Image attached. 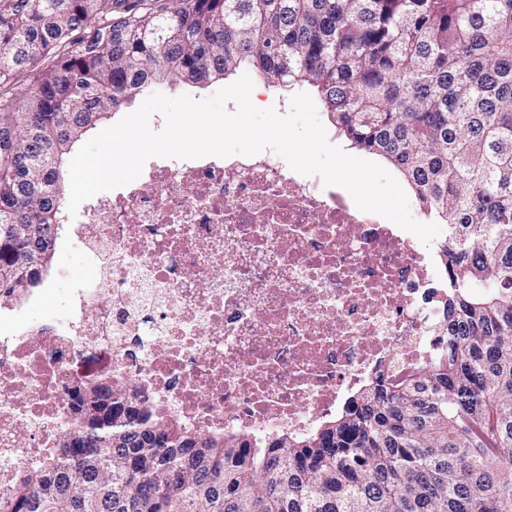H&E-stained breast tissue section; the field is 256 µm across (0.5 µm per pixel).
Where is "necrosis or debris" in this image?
Segmentation results:
<instances>
[{"instance_id":"1","label":"necrosis or debris","mask_w":512,"mask_h":512,"mask_svg":"<svg viewBox=\"0 0 512 512\" xmlns=\"http://www.w3.org/2000/svg\"><path fill=\"white\" fill-rule=\"evenodd\" d=\"M75 234L91 274L66 320L0 336V494L70 427L91 347L160 416L258 437L302 435L437 350L445 297L414 239L271 150L150 164ZM109 355L106 350H90L75 361L74 368L85 373H101L108 362Z\"/></svg>"}]
</instances>
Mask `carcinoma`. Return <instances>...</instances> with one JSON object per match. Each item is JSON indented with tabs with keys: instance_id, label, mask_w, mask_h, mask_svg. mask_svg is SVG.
I'll use <instances>...</instances> for the list:
<instances>
[{
	"instance_id": "1",
	"label": "carcinoma",
	"mask_w": 512,
	"mask_h": 512,
	"mask_svg": "<svg viewBox=\"0 0 512 512\" xmlns=\"http://www.w3.org/2000/svg\"><path fill=\"white\" fill-rule=\"evenodd\" d=\"M89 35L74 37L80 30ZM0 270L66 224L74 146L172 79L312 88L351 146L448 228L441 354L303 438L164 422L122 386L74 391L77 427L0 512H512V0H0ZM28 292L0 281V308ZM154 93H144L136 96L134 102L131 105L123 107L119 112H117L114 116L105 122H103L97 129L94 131L88 133L74 148L72 154L68 156L66 165H65V172H64V184H63V203L64 208L66 212L68 213V201H69V195H70V187H69V164L72 158L76 155L78 150L81 148V146L86 143L89 139H91L93 136L98 134L100 131H102L105 128H108L117 122H119L124 116L134 112L137 110L141 104L144 102L146 98H148L150 95ZM69 214V213H68Z\"/></svg>"
}]
</instances>
